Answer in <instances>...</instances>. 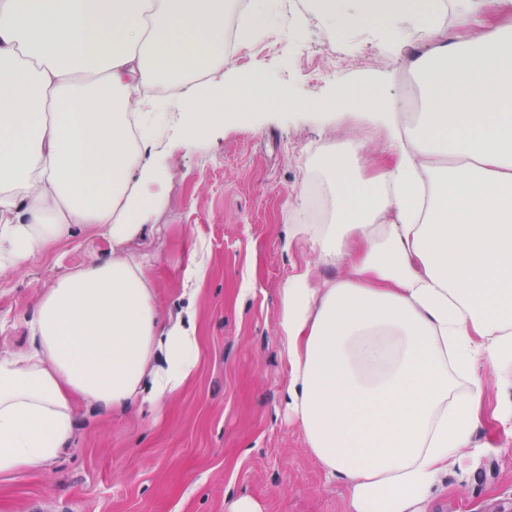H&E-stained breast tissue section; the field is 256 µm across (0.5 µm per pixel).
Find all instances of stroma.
<instances>
[{
	"mask_svg": "<svg viewBox=\"0 0 512 512\" xmlns=\"http://www.w3.org/2000/svg\"><path fill=\"white\" fill-rule=\"evenodd\" d=\"M432 44L412 28L393 47L368 24L336 35L305 0H281L260 33L230 56L250 117L213 127L197 143L160 138L164 179L152 230L126 249L146 257L163 320L191 313L199 369L157 405L99 414L79 405L68 448L45 468L0 478V512H226L247 496L263 512H347L344 487L328 481L286 407L287 358L278 339L279 290L316 265L296 195L322 147L358 136L362 161L384 164L387 140L344 98L381 94L404 105L409 57ZM112 255L97 228L81 230L24 267L0 272V357L31 343L28 324L61 276ZM204 265L198 286L189 268ZM462 465L450 466L425 512H512V383L486 373L483 407Z\"/></svg>",
	"mask_w": 512,
	"mask_h": 512,
	"instance_id": "obj_1",
	"label": "stroma"
}]
</instances>
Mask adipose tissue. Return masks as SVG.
<instances>
[{
    "label": "adipose tissue",
    "instance_id": "ef3b65f1",
    "mask_svg": "<svg viewBox=\"0 0 512 512\" xmlns=\"http://www.w3.org/2000/svg\"><path fill=\"white\" fill-rule=\"evenodd\" d=\"M225 0H0V271L96 226L112 255L41 296L32 344L0 358V478L47 465L98 411L156 404L195 374L192 324L160 327L144 262L124 251L157 203L152 146L177 108L194 142L245 103L226 82ZM334 33L374 24L433 39L413 57L425 106L402 128L388 99L356 113L387 130L392 169L364 180L360 140L314 162L329 220L293 224L316 262L280 290L288 410L348 512H420L472 445L482 375L512 379V20L448 36L439 0H308ZM163 82V101L134 89ZM136 113L137 133L126 116Z\"/></svg>",
    "mask_w": 512,
    "mask_h": 512
}]
</instances>
